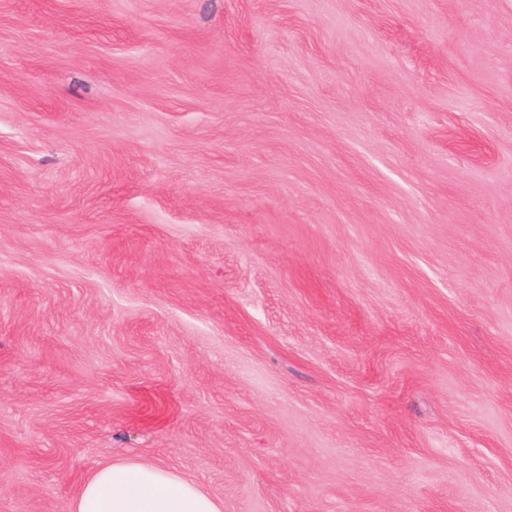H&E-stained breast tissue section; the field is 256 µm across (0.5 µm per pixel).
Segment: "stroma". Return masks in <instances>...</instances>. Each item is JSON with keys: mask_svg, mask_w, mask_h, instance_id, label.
Segmentation results:
<instances>
[{"mask_svg": "<svg viewBox=\"0 0 512 512\" xmlns=\"http://www.w3.org/2000/svg\"><path fill=\"white\" fill-rule=\"evenodd\" d=\"M512 512V0H0V512ZM74 512H222L191 480L132 461L110 462L81 488Z\"/></svg>", "mask_w": 512, "mask_h": 512, "instance_id": "1", "label": "stroma"}]
</instances>
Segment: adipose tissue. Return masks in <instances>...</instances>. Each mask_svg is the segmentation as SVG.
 <instances>
[{"instance_id":"1","label":"adipose tissue","mask_w":512,"mask_h":512,"mask_svg":"<svg viewBox=\"0 0 512 512\" xmlns=\"http://www.w3.org/2000/svg\"><path fill=\"white\" fill-rule=\"evenodd\" d=\"M74 512H222L191 480L132 461L111 462L81 488Z\"/></svg>"}]
</instances>
